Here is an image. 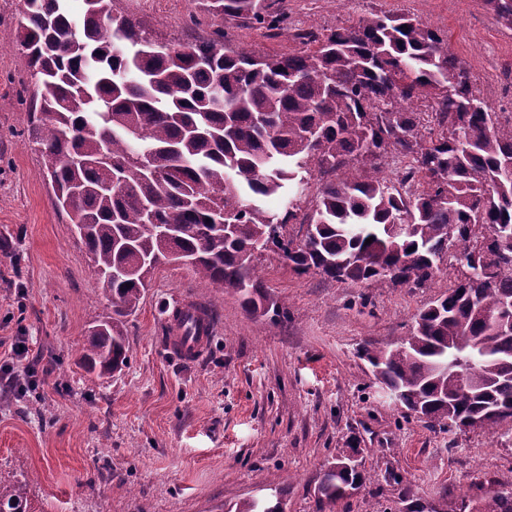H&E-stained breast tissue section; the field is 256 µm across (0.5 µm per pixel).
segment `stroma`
Segmentation results:
<instances>
[{
    "mask_svg": "<svg viewBox=\"0 0 512 512\" xmlns=\"http://www.w3.org/2000/svg\"><path fill=\"white\" fill-rule=\"evenodd\" d=\"M163 43L224 44L262 56L302 51L296 34L348 26L368 12H408L447 34L477 95L512 111V27L483 0H285L279 35L219 21L199 0H113ZM18 0H0V365L23 337L48 369L38 394L0 380V471L27 483L28 512H235L283 490L286 512H316L329 462L359 449L369 475L333 512H398L512 487V434L440 432L404 416L358 355L409 333L415 315L460 273L440 264L421 286L326 280L265 253L257 273L287 314L253 315L237 295L188 266L158 268L125 322L130 360L88 372V327L112 314L84 243L55 207L28 137L35 80L17 47ZM196 300L214 324L203 355L169 346L167 317Z\"/></svg>",
    "mask_w": 512,
    "mask_h": 512,
    "instance_id": "stroma-1",
    "label": "stroma"
}]
</instances>
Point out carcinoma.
Instances as JSON below:
<instances>
[{"label":"carcinoma","instance_id":"cac0c4a2","mask_svg":"<svg viewBox=\"0 0 512 512\" xmlns=\"http://www.w3.org/2000/svg\"><path fill=\"white\" fill-rule=\"evenodd\" d=\"M22 0L17 40L37 88L28 134L56 195L86 245L112 317L89 327L85 368L99 376L129 358L124 318L150 274L181 260L238 295L251 314L270 301L255 260L273 251L298 274L370 284L421 285L443 258L461 277L415 317L410 335L361 357L395 404L444 432L512 424V332L489 321L512 305V122L476 95L465 61L444 35L409 14H365L327 34H296L308 52L268 58L207 43L161 49L112 0ZM284 0H205L219 19L241 18L274 36ZM512 26V0H485ZM420 97L434 99L438 131L420 133ZM409 159L401 191L383 174L387 154ZM335 173L303 213V244L283 233L300 209L295 189ZM286 199L281 213L261 200ZM404 224L391 240L385 225ZM370 244H365L366 239ZM315 489L317 512L362 484L336 469ZM24 484L0 471V512H26ZM236 512H280L243 501ZM475 512H512V490Z\"/></svg>","mask_w":512,"mask_h":512}]
</instances>
